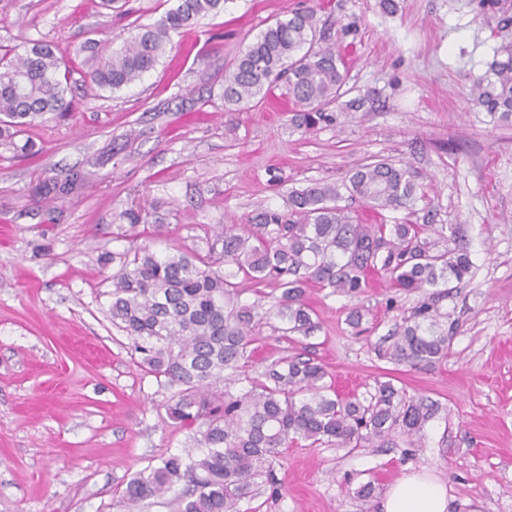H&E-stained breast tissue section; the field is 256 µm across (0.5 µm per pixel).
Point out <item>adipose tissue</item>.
<instances>
[{"label":"adipose tissue","instance_id":"1","mask_svg":"<svg viewBox=\"0 0 512 512\" xmlns=\"http://www.w3.org/2000/svg\"><path fill=\"white\" fill-rule=\"evenodd\" d=\"M382 512H447L448 485L435 472L420 469L404 474L387 489Z\"/></svg>","mask_w":512,"mask_h":512}]
</instances>
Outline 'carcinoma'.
<instances>
[{
    "mask_svg": "<svg viewBox=\"0 0 512 512\" xmlns=\"http://www.w3.org/2000/svg\"><path fill=\"white\" fill-rule=\"evenodd\" d=\"M225 0H177L155 23L122 43L107 37L85 61V81L111 92L140 80L167 53L170 33L188 30L198 18L224 9ZM314 6L275 18L224 73V109L239 111L266 98L283 83L298 107L292 122L304 131L336 120L328 106L346 84L344 54L326 35ZM72 60L42 41L26 54L0 44V143L13 144L25 128L48 114L73 109L68 98ZM495 80L477 82V102L512 117V57L494 64ZM82 181L70 172L54 182L58 195ZM360 199L379 218L363 224L338 205L342 192ZM417 185L409 169L386 160L362 164L341 183L313 182L286 195V211L263 209L250 224H226L209 254L156 253L137 244L139 214L123 213L132 246L106 258L112 274V323L133 341L141 364L175 389L172 419L189 431L192 447L135 473L119 491L120 512L175 494L177 512H240L255 479L276 487L273 462L288 446L328 444L352 450L369 439L395 433L417 435L436 412L391 381H374L364 395H343L325 382L321 365L282 357L262 371L252 364L250 345L259 325V303L240 297L244 282L274 281L280 293L273 311L281 337H308L317 330L306 290L358 294L370 272L407 292L461 283L470 273L466 248L440 247L423 237L425 225L394 220L384 212L409 210ZM222 244L215 258L217 244ZM432 303H422L383 352L397 364H432L448 355L452 336L438 329Z\"/></svg>",
    "mask_w": 512,
    "mask_h": 512,
    "instance_id": "cac0c4a2",
    "label": "carcinoma"
}]
</instances>
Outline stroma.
Masks as SVG:
<instances>
[{
	"instance_id": "stroma-1",
	"label": "stroma",
	"mask_w": 512,
	"mask_h": 512,
	"mask_svg": "<svg viewBox=\"0 0 512 512\" xmlns=\"http://www.w3.org/2000/svg\"><path fill=\"white\" fill-rule=\"evenodd\" d=\"M163 2L128 0L121 19L99 0H0V43L21 53L41 40L82 60L111 32L154 23ZM396 3L390 14L380 0H324L361 106L314 131L290 124L294 107L277 91L224 109L225 70L273 18L310 0H226L117 93L73 73L77 109L0 146V512H119L132 474L189 446L167 411L171 389L108 312L116 267L101 255L127 248L126 209L141 211L140 244L204 253L217 225L284 209L288 188L340 183L376 159L407 165L419 184L410 222L446 225L468 248L470 274L437 302L453 335L447 358H382L428 296L373 274L353 297L308 288L318 330L286 340L261 324L254 359H313L344 394L389 380L439 411L412 438L284 449L278 497L262 480L239 508L380 512L391 482L427 467L448 484V512H512V120L472 94L512 51V0ZM28 138L38 154L21 152ZM72 169L83 186L47 194ZM369 481L373 497L359 498Z\"/></svg>"
}]
</instances>
